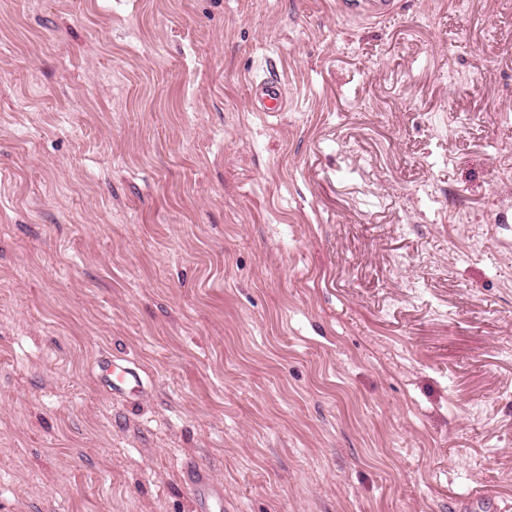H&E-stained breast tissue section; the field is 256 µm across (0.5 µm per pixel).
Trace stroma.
Returning <instances> with one entry per match:
<instances>
[{
  "mask_svg": "<svg viewBox=\"0 0 512 512\" xmlns=\"http://www.w3.org/2000/svg\"><path fill=\"white\" fill-rule=\"evenodd\" d=\"M196 466L512 512V0H0V512H194ZM395 0H345L343 9L348 14L365 15L377 20L386 18L397 9ZM249 99L258 112H284L286 107L285 90L270 71L250 82ZM99 380L112 391L131 399L144 397V388L139 373L129 367L117 364L110 357H104L98 364Z\"/></svg>",
  "mask_w": 512,
  "mask_h": 512,
  "instance_id": "35a3bbf8",
  "label": "stroma"
}]
</instances>
